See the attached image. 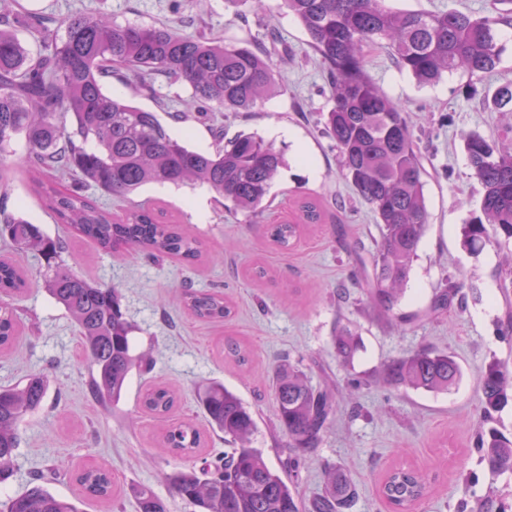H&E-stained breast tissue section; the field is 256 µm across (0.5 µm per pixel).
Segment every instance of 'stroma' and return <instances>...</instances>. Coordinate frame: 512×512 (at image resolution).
Masks as SVG:
<instances>
[{
    "instance_id": "stroma-1",
    "label": "stroma",
    "mask_w": 512,
    "mask_h": 512,
    "mask_svg": "<svg viewBox=\"0 0 512 512\" xmlns=\"http://www.w3.org/2000/svg\"><path fill=\"white\" fill-rule=\"evenodd\" d=\"M20 2L26 10L59 17L95 9L121 23H169L186 34L203 30L258 42L275 65L281 93L251 112H195L167 127L202 152L213 150L219 129L228 138L254 133L266 139L272 127L284 125L296 139L275 141L287 165L272 182L267 209L256 223L226 209L223 199L205 186L149 184L123 202L87 187V195L117 214L146 201L163 209L170 221L199 238L202 252L192 262L155 260L142 252L111 254L56 224L33 191L24 137L12 140L6 155L15 170L9 207L21 209L50 236L64 238L61 258L75 273L119 289L122 310L136 327L134 351L150 355L153 367L132 371L118 400H95L89 390L93 368L78 327L43 288L45 260L17 254L30 286L8 300L23 330L12 348L0 349V386L46 371L50 388L42 408L18 427L14 474L0 485V502L22 493L36 474L50 469L55 473L51 491L75 502L81 512H138L130 492L134 484L151 486L168 512H195L165 480L181 462L158 451L163 422L143 410L141 399L154 385L176 395L174 418L194 423L202 433L203 443L190 461L199 470L227 448L223 433L211 429L196 398L201 385L220 382L256 411L253 447L272 469L289 473L303 499L321 493L322 469L330 463L342 467L355 485L357 497L349 512H394L379 486L389 470L405 464L430 476L428 493L413 512H512V471H490L475 447L479 376L495 360L512 367V337L503 331L512 307L500 288L502 252L490 244L473 254L462 244V227L478 211L482 196L464 135L477 132L512 147V112L489 104L501 84L512 82V25L499 26L504 52L496 72L483 78L458 71L422 86L395 66L388 49L375 46L368 52L369 76L412 117L422 147L429 213L405 290L393 309L396 321L389 324L373 316L366 290L379 227L339 172L337 151L322 119L330 106L326 72L305 30L280 0H265L266 10L258 15L242 14L230 0H210L203 12L193 0ZM300 195L319 201L328 217L305 227L284 251L265 227L291 216ZM259 266L267 271L261 279L252 275ZM454 282L463 285V306L431 312L436 292ZM186 288L223 292L231 315L221 322L192 318L180 300ZM341 326L358 340L346 363L332 347L333 332ZM230 339L249 351V364L225 356ZM426 346L456 357L461 379L453 390L432 393L374 384L389 361ZM286 361L300 366L313 386L335 387V417L319 447L298 456L292 473L286 464L294 454L277 427L270 391L274 367ZM355 381L362 384L356 398L348 391ZM91 466L111 472L109 497L85 494L78 476Z\"/></svg>"
}]
</instances>
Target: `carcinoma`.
Returning <instances> with one entry per match:
<instances>
[{"mask_svg": "<svg viewBox=\"0 0 512 512\" xmlns=\"http://www.w3.org/2000/svg\"><path fill=\"white\" fill-rule=\"evenodd\" d=\"M309 37L330 76L331 108L325 132L338 152L343 178L375 216L380 242L371 261L367 287L374 308L383 317L402 293L419 242L428 222L419 143L407 113L381 92L367 73V49L385 44L396 65L418 82L430 84L443 75L464 71L484 77L496 71L502 48L499 15L475 16L445 12L398 11L384 0H281ZM23 24L43 52L29 54L13 30ZM51 30L31 11L0 15V240L15 253L36 251L54 262L45 277L47 294L75 320L87 356L95 367L90 393L101 401L121 397L129 373L145 365L131 352L133 326L121 308L119 289L91 282L57 263L64 250L61 238L7 211L11 167L1 154L16 136L25 138L34 155L32 167L45 177L35 186L55 223L76 230L101 249L142 251L157 258L193 261L201 254L194 235L163 218V211L136 205L114 214L85 195L95 186L112 197L126 199L148 183L205 185L250 218L259 214L272 180L284 164L273 143L250 134L224 140L216 131L212 153L191 149L172 137L157 113L129 99L108 95L103 80L116 69L136 82L139 92L162 100L155 82L183 83L191 95L183 109L167 113L174 121L189 112H250L282 86L268 56L248 42H224L187 35L167 24L120 23L93 10L76 11L55 20ZM474 177L484 189L480 214L462 228L463 244L477 252L488 244L505 250L508 268L501 283L512 288V153L479 133L464 139ZM325 214L316 203L301 201L291 220L270 224L267 234L281 248L300 236L303 225L320 224ZM25 286L20 268L10 256L0 258V293ZM462 285L453 283L437 293L431 309L451 305ZM185 308L204 321H222L231 313L218 291L187 290ZM20 336V324L8 304L0 305V347ZM336 356L348 361L357 341L348 330L333 336ZM460 366L446 352L422 348L384 366L380 382L398 388L446 392L460 378ZM485 420L512 398V370L493 361L479 379ZM47 375H29L24 383L0 387V484L12 475L19 437L18 424L43 404ZM272 399L277 426L288 447L309 451L335 415L333 394L314 387L305 371L291 363L275 367ZM175 399L165 388L146 394L144 407L165 414ZM198 403L213 430L224 434L233 448L208 468L175 469L165 479L173 492L198 512H342L353 504L356 490L342 469L324 468L321 494L301 499L262 452L251 447L257 430L255 414L221 384L199 389ZM202 437L192 424L171 425L163 449L188 454ZM476 448L493 471L512 470V440L495 430L479 431ZM80 481L94 496L111 494L110 474L84 469ZM43 472L23 493L4 504V512H79L77 506L50 489ZM428 489L418 470L393 469L380 487L382 497L399 512L420 502ZM139 512H167L165 502L146 485L131 487Z\"/></svg>", "mask_w": 512, "mask_h": 512, "instance_id": "obj_1", "label": "carcinoma"}]
</instances>
